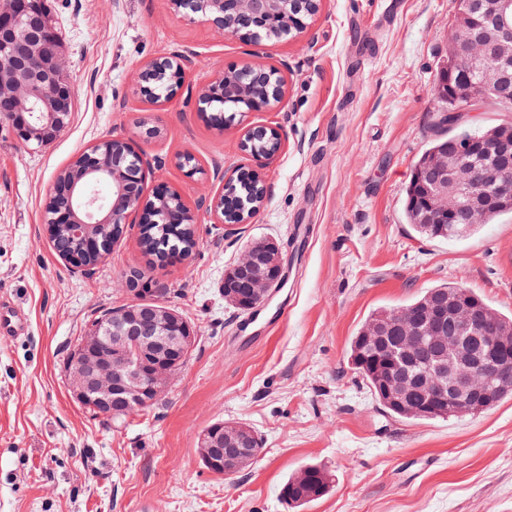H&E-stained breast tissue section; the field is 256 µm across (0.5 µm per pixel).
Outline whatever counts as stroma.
<instances>
[{"mask_svg": "<svg viewBox=\"0 0 512 512\" xmlns=\"http://www.w3.org/2000/svg\"><path fill=\"white\" fill-rule=\"evenodd\" d=\"M74 90L69 126L45 147L0 123V301L29 324L0 336V512H293L279 491L315 463L329 492L302 512H512V396L445 421L390 416L354 373L349 343L378 308L459 284L512 315V215L468 238H425L407 223L405 190L448 105L435 86L458 0H323L308 33L258 44L190 21L170 0H47ZM190 52L182 93L153 105L132 75ZM281 69L285 98L224 128L194 108L199 87L229 67ZM155 138L143 184L180 188L187 204L218 189L214 167L260 168L268 187L247 224L201 212L197 247L151 261L140 228L91 270L51 248L43 210L57 175L101 138ZM280 128L265 166L241 153L242 128ZM202 171L187 179L176 159ZM256 239L276 241L288 282L258 317L224 300V274ZM135 288H128L130 275ZM141 300L174 306L196 342L162 400L115 422L72 396L64 362L95 316ZM243 422L263 451L242 473L206 470L197 439Z\"/></svg>", "mask_w": 512, "mask_h": 512, "instance_id": "obj_1", "label": "stroma"}]
</instances>
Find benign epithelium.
<instances>
[{
	"instance_id": "7a95c632",
	"label": "benign epithelium",
	"mask_w": 512,
	"mask_h": 512,
	"mask_svg": "<svg viewBox=\"0 0 512 512\" xmlns=\"http://www.w3.org/2000/svg\"><path fill=\"white\" fill-rule=\"evenodd\" d=\"M281 0H173L185 16L201 17L219 33H235L230 11L242 9L255 22L250 41L268 38L269 24ZM285 36L306 33L320 9V0H288ZM512 9V0H463L456 33L448 36V61H470L481 67L482 80L505 100H512V77L493 61L512 56V27L503 19ZM42 13L41 0H18L0 9V100L11 111L7 119L24 145L46 146L69 124L74 91L63 78L68 61L61 52L46 48L51 33L35 29L33 18ZM194 66L190 55L176 54L154 59L135 74L136 93L152 104L174 99L183 89L185 77ZM165 83L167 93L158 92ZM285 81L280 69L256 62L247 68L232 67L196 95V111L201 114L222 112L217 102L228 93L244 104L243 111L253 112L276 107L285 96ZM58 102L55 109L43 110L47 97ZM262 135L272 142V150L257 157L266 164L281 151L283 134L276 127L246 128L237 146L247 152V140ZM473 148L494 157L490 168L477 170L464 160L454 144L437 152L418 174L424 207L418 221L435 224L442 218L450 224L469 227L484 222L487 214L512 203V131L500 135L476 136ZM81 152L80 165L61 173L59 190L67 206L57 207L50 199L45 205L43 222L49 238L67 230L77 242L75 251L63 261L73 269L85 270L105 256L100 243L119 239L113 230L130 221L155 224L154 199L184 200L180 190L159 185L153 198L144 199L138 185L153 169L152 160L137 141V136L106 137ZM263 180L255 169L234 174L216 168L221 188L201 193L195 208L185 212L186 222L196 223L203 210L219 224H246L262 207L266 195L256 199L249 210L225 214L224 200L244 174ZM490 187V192L476 190V185ZM244 280L250 288L251 311L264 303L282 286L284 271L280 247L267 241L248 247L224 276V295L233 294L230 285ZM365 336L375 350V360L382 366L378 375L380 391L386 401L411 413H432L443 405L456 412L478 413L489 406L494 390L487 377L496 369L512 363V326L499 323L495 313L469 295L466 289L431 291L411 314L395 309L387 312L365 329ZM431 348L427 372L416 374L411 367L417 360L421 341ZM193 334L173 310L157 303L135 316L123 313L110 316L99 328L85 336L77 347V356L69 372L71 390L76 399L87 403L94 412L112 415L115 399L126 400V409L139 405L149 390L162 388L170 376L169 364L161 355L168 351L188 350ZM228 442L222 446L214 433L200 437L203 464L224 470L233 477L242 466L253 461L243 455L249 446L248 430L234 424L224 425Z\"/></svg>"
}]
</instances>
